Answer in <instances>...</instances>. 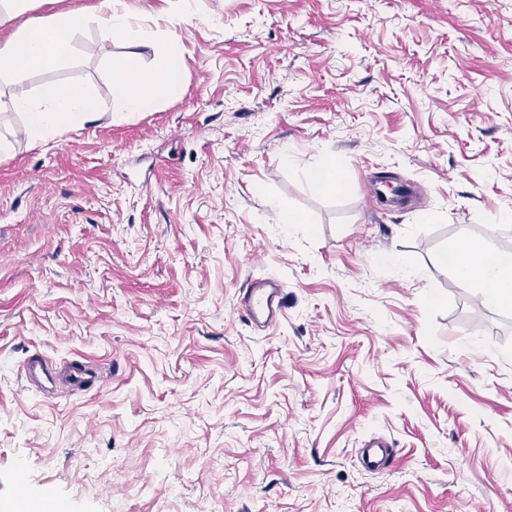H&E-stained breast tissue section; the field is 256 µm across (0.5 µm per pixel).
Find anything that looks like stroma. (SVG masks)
<instances>
[{"mask_svg": "<svg viewBox=\"0 0 512 512\" xmlns=\"http://www.w3.org/2000/svg\"><path fill=\"white\" fill-rule=\"evenodd\" d=\"M126 4L142 66L182 38L153 110L112 118L127 47L92 23L0 79V512H512V311L445 260L512 252V0ZM47 83L100 118L32 143L12 99ZM261 278L264 331L236 309ZM36 355L95 381L37 388ZM307 178L314 185L328 188H336L340 182L335 163L327 157L307 171ZM268 281L251 282L245 288L239 309L252 321L261 322L265 328L272 327L286 307L287 294L283 288L268 285Z\"/></svg>", "mask_w": 512, "mask_h": 512, "instance_id": "1", "label": "stroma"}]
</instances>
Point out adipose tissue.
<instances>
[{
  "instance_id": "adipose-tissue-1",
  "label": "adipose tissue",
  "mask_w": 512,
  "mask_h": 512,
  "mask_svg": "<svg viewBox=\"0 0 512 512\" xmlns=\"http://www.w3.org/2000/svg\"><path fill=\"white\" fill-rule=\"evenodd\" d=\"M91 20L106 40H123L131 49L123 77L112 89L113 118L151 111L156 104V91L170 94L179 91L180 39L167 40L152 66L142 68L137 63L136 49L147 44L148 33L124 9L123 0H97L95 12L90 16L76 10L30 20L25 28L0 43V76L30 67H57L66 56L67 37ZM13 105L24 115V131L34 142L47 140L76 123L94 121L100 116L95 97L87 88L74 83L47 84L35 98L16 94ZM452 266L463 284L481 289L486 302L512 309V252L486 246L473 253L463 247L453 253Z\"/></svg>"
}]
</instances>
